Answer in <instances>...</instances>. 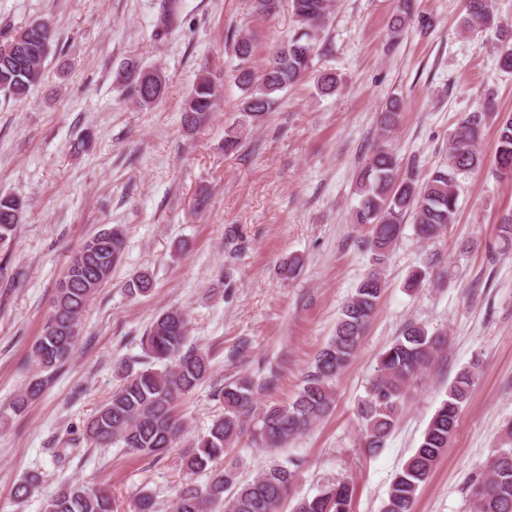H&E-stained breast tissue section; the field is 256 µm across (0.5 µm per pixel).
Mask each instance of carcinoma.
Returning <instances> with one entry per match:
<instances>
[{
  "mask_svg": "<svg viewBox=\"0 0 512 512\" xmlns=\"http://www.w3.org/2000/svg\"><path fill=\"white\" fill-rule=\"evenodd\" d=\"M294 33L275 46L262 72L251 65L254 42L245 30L236 40L237 64L233 78L244 97L239 111L240 127H230L224 135V149L241 143V132L254 125L277 104L279 93L296 83L310 69L317 56V40L329 19L330 0H289ZM463 29H490L496 26L491 0H468ZM498 27V26H496ZM500 41L506 44L499 57L502 70L512 72V31L498 27ZM52 41V29L43 22L31 23L0 39V91L16 100L27 97L43 78L42 62L47 51L41 41ZM143 69L128 61L121 77L132 98L142 107H151L163 96L164 75ZM339 78L332 72L320 74L317 89L332 95ZM216 89L202 76L184 100L183 122L192 130L206 123L216 105ZM401 105L392 99L381 111L382 131L390 132L400 118ZM484 113L473 112L462 119L448 142L446 161L421 182L413 173H401L402 165L385 143L376 145L369 162L356 178L360 196L354 223L369 227L363 241L372 256V269L360 281L355 293L343 306L334 336L318 353L302 387L289 402L257 408L252 383L245 377L216 389L215 397L224 412L217 416L208 432L182 457V467L193 477L205 474L207 481L193 482L179 493L170 512H214L224 505L227 512H279L295 482L299 464L295 460L275 462L251 480H241L237 468L222 470L212 464L226 454L242 430V415L255 417V434L270 450L285 447L320 420L333 402L332 381L354 358L366 326L375 313L384 290L382 269L391 247L412 220L416 236L432 240L453 223L458 210L457 176L482 164L477 148ZM496 163L503 175H512V115L497 119ZM24 201L0 196V278L18 282L23 273L9 269V250L20 224ZM126 243L125 229L115 225L85 240L69 256L60 276L52 311L32 349V357L43 372L56 370L71 357L78 341V324L97 290L112 276ZM152 277L135 274L126 283L133 295L147 293ZM188 337V316L180 308L158 314L142 339L147 360L137 368L129 362L116 367L119 384L84 427V437L96 447L122 444L132 453L149 458L173 447L182 432L183 422L176 412L178 401L195 390L209 375L206 354L184 350ZM444 340L426 327L410 322L401 334L379 355L375 376L366 395L357 403V414L364 424L362 447L374 453L385 447L403 412L410 381L428 368ZM481 361L474 357L448 386L446 398L429 420L419 446L398 471L388 489L382 512H412L418 490L448 448L463 406L468 401ZM47 379L34 375L12 402L14 414L21 415L41 394ZM31 475L15 489L19 500H26L38 489ZM483 488L476 512H512V448H500L486 474L475 479L471 488ZM353 487L340 480L321 487L312 497L297 500L292 512H350ZM43 512H112V500L104 489H90L79 483L64 484L43 506Z\"/></svg>",
  "mask_w": 512,
  "mask_h": 512,
  "instance_id": "cac0c4a2",
  "label": "carcinoma"
}]
</instances>
